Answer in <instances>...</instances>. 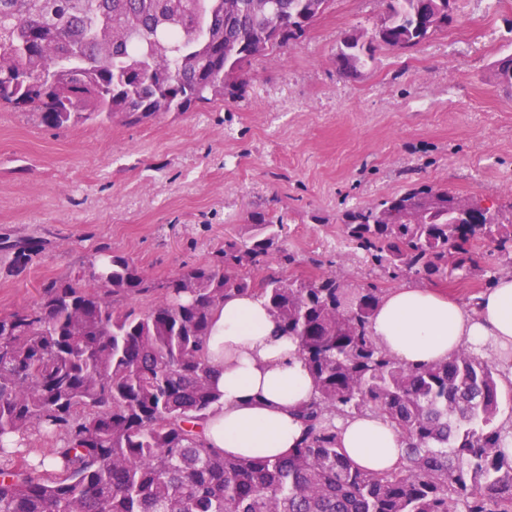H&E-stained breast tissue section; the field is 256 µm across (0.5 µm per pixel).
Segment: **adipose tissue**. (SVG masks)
Instances as JSON below:
<instances>
[{
	"mask_svg": "<svg viewBox=\"0 0 512 512\" xmlns=\"http://www.w3.org/2000/svg\"><path fill=\"white\" fill-rule=\"evenodd\" d=\"M371 331L405 365L443 362L466 345L512 350V273L472 306L428 289H396L377 308ZM207 347L222 399L203 427L204 441L246 459L287 455L302 435L301 411L317 395L296 343L280 333L263 300L237 296L216 310ZM339 428L342 447L364 469H391L404 455L385 420L356 415Z\"/></svg>",
	"mask_w": 512,
	"mask_h": 512,
	"instance_id": "obj_1",
	"label": "adipose tissue"
}]
</instances>
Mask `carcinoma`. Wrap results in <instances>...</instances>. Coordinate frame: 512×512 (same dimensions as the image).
Wrapping results in <instances>:
<instances>
[{
	"label": "carcinoma",
	"mask_w": 512,
	"mask_h": 512,
	"mask_svg": "<svg viewBox=\"0 0 512 512\" xmlns=\"http://www.w3.org/2000/svg\"><path fill=\"white\" fill-rule=\"evenodd\" d=\"M454 3L388 0L372 32L343 37L339 70L357 75L377 45L422 44L453 21ZM328 5L0 0V105L57 128L234 100L251 61L297 44ZM493 73L512 86V53ZM252 221L248 239L158 283L102 249L87 275L48 283L37 306L0 315V512H512V436L497 424L506 372L470 346L440 363H397L371 333L385 289L350 288L334 274L284 277L274 267L295 256L279 244L283 218ZM342 237L384 280L448 269L465 279L486 238L512 253L499 211L429 184L347 211ZM152 294L154 306L132 304ZM235 296L264 300L317 384L303 437L283 458L242 460L201 436L220 401L211 319ZM363 413L405 442L396 467L363 469L338 442L336 421ZM33 434L56 439L35 464Z\"/></svg>",
	"instance_id": "obj_1"
}]
</instances>
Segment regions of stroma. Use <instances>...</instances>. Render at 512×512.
Segmentation results:
<instances>
[{
    "label": "stroma",
    "mask_w": 512,
    "mask_h": 512,
    "mask_svg": "<svg viewBox=\"0 0 512 512\" xmlns=\"http://www.w3.org/2000/svg\"><path fill=\"white\" fill-rule=\"evenodd\" d=\"M386 0H330L298 44L254 59L242 98L136 125L103 117L49 128L0 107V237L30 243L24 266L0 251V314L43 283L77 276L97 250L130 257L161 282L254 233L256 211L284 215L290 278L368 269L340 239L343 213L413 183L477 196L512 220V87L491 77L512 53V0H457L454 22L409 51L385 47L357 76L336 52L369 30ZM467 279H411L461 303L512 258L491 242Z\"/></svg>",
    "instance_id": "1"
}]
</instances>
